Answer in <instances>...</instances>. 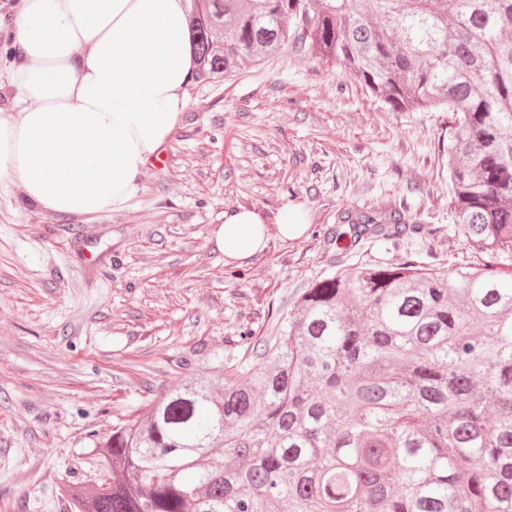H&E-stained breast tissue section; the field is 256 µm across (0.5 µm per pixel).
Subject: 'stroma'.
<instances>
[{
	"instance_id": "1",
	"label": "stroma",
	"mask_w": 512,
	"mask_h": 512,
	"mask_svg": "<svg viewBox=\"0 0 512 512\" xmlns=\"http://www.w3.org/2000/svg\"><path fill=\"white\" fill-rule=\"evenodd\" d=\"M451 121L388 111L334 62L287 47L192 82L123 209L53 215L1 186L0 512H71L61 486L96 476V438L189 369L221 372L244 331L273 335L300 288L337 267L479 262L450 204ZM287 204L308 226L288 241L272 222ZM240 207L270 224L236 268L212 231ZM358 213L426 230L354 241Z\"/></svg>"
}]
</instances>
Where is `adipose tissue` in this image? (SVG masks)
<instances>
[{
  "label": "adipose tissue",
  "instance_id": "adipose-tissue-1",
  "mask_svg": "<svg viewBox=\"0 0 512 512\" xmlns=\"http://www.w3.org/2000/svg\"><path fill=\"white\" fill-rule=\"evenodd\" d=\"M187 0H22L7 69L16 90L0 119V185L55 214L122 209L186 106L193 56ZM251 209L225 213L215 243L231 263L266 246Z\"/></svg>",
  "mask_w": 512,
  "mask_h": 512
}]
</instances>
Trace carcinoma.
<instances>
[{
	"label": "carcinoma",
	"instance_id": "obj_1",
	"mask_svg": "<svg viewBox=\"0 0 512 512\" xmlns=\"http://www.w3.org/2000/svg\"><path fill=\"white\" fill-rule=\"evenodd\" d=\"M189 19L199 81L290 45L392 112L452 113L456 224L512 253V0H190ZM93 455L102 476L62 486L71 512H512V276L339 268L278 335L162 390Z\"/></svg>",
	"mask_w": 512,
	"mask_h": 512
}]
</instances>
